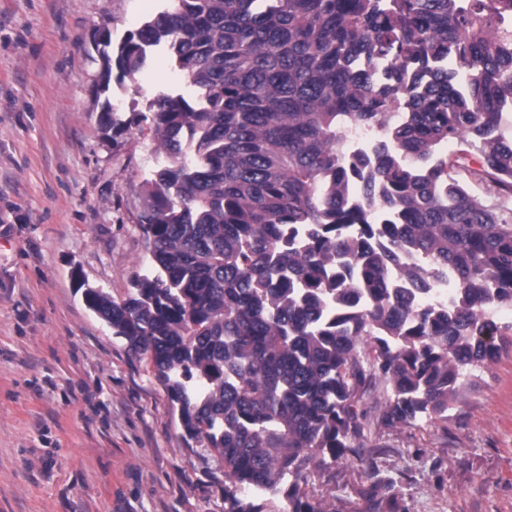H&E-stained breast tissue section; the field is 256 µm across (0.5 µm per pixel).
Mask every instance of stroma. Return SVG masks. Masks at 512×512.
<instances>
[{
	"label": "stroma",
	"instance_id": "obj_1",
	"mask_svg": "<svg viewBox=\"0 0 512 512\" xmlns=\"http://www.w3.org/2000/svg\"><path fill=\"white\" fill-rule=\"evenodd\" d=\"M161 0H0V512H224V466L185 441L148 357L87 309L78 280L122 300L149 267L141 184L165 165L147 123L182 89L167 57L102 92L93 33L120 40ZM111 99L128 123L102 132ZM444 421L379 426L364 396L360 447L309 464L305 500L373 512H512V345L464 377Z\"/></svg>",
	"mask_w": 512,
	"mask_h": 512
}]
</instances>
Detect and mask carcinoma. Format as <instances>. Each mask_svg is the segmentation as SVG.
Returning <instances> with one entry per match:
<instances>
[{
  "label": "carcinoma",
  "mask_w": 512,
  "mask_h": 512,
  "mask_svg": "<svg viewBox=\"0 0 512 512\" xmlns=\"http://www.w3.org/2000/svg\"><path fill=\"white\" fill-rule=\"evenodd\" d=\"M158 51L192 95L142 115L167 159L137 218L151 270L120 302L82 282L84 302L224 463V512H262L243 490L285 479L318 512L302 469L363 438L368 389L385 427L446 419L512 335L484 316L512 307V0H164L102 42L99 84ZM347 123L387 128L348 165Z\"/></svg>",
  "instance_id": "cac0c4a2"
}]
</instances>
